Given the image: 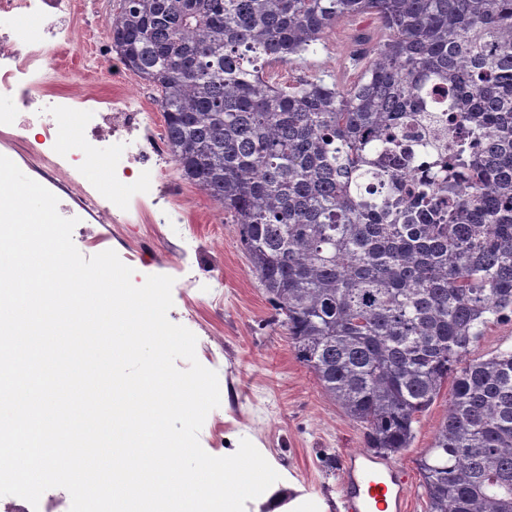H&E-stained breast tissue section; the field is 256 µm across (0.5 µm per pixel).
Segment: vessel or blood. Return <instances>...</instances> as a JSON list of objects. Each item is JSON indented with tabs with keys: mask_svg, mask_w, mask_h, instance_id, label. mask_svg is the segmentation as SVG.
Returning a JSON list of instances; mask_svg holds the SVG:
<instances>
[{
	"mask_svg": "<svg viewBox=\"0 0 512 512\" xmlns=\"http://www.w3.org/2000/svg\"><path fill=\"white\" fill-rule=\"evenodd\" d=\"M345 484L341 512H403L407 478L396 468H381L377 457L358 453L343 460Z\"/></svg>",
	"mask_w": 512,
	"mask_h": 512,
	"instance_id": "b4317fda",
	"label": "vessel or blood"
}]
</instances>
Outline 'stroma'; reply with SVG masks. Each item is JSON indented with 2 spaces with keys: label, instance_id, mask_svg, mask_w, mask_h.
<instances>
[{
  "label": "stroma",
  "instance_id": "stroma-1",
  "mask_svg": "<svg viewBox=\"0 0 512 512\" xmlns=\"http://www.w3.org/2000/svg\"><path fill=\"white\" fill-rule=\"evenodd\" d=\"M113 0H70V37L58 45V64L43 73L44 97L80 94L74 111L106 109L125 89L142 87L134 72L105 71L115 60L107 18ZM355 20L328 32L314 51L292 64L268 69L272 81L335 78L348 85L360 69L350 56ZM85 149L61 151L44 139L39 121L0 127V155L55 194L78 223L72 232L87 257L114 250L134 270V284L150 275L173 277L171 322L192 331L199 362L218 375L221 403L199 433L202 448L216 457L235 453L248 439L278 472V506L299 501L308 512H339L344 456L367 450V430L347 418L296 357L271 303L249 268L236 225L193 185L182 180L167 154L134 169L117 183L112 175L126 164L123 138L101 140L82 133ZM108 204L112 221L95 223L85 197ZM448 414L440 394L415 423L410 448L388 457L407 471L405 512H426L417 468Z\"/></svg>",
  "mask_w": 512,
  "mask_h": 512
}]
</instances>
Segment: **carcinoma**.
<instances>
[{
    "mask_svg": "<svg viewBox=\"0 0 512 512\" xmlns=\"http://www.w3.org/2000/svg\"><path fill=\"white\" fill-rule=\"evenodd\" d=\"M360 17L378 34L353 35L371 48L350 86L266 79ZM107 23L181 178L238 225L299 362L368 446L409 448L447 386L417 460L427 512H512V349L470 358L512 321V0H120ZM417 126L433 170L414 177Z\"/></svg>",
    "mask_w": 512,
    "mask_h": 512,
    "instance_id": "cac0c4a2",
    "label": "carcinoma"
}]
</instances>
